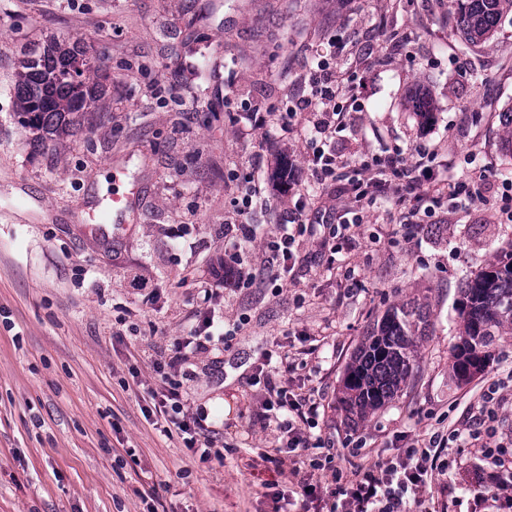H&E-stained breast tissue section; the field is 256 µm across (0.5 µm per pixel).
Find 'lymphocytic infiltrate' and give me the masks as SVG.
<instances>
[{
  "mask_svg": "<svg viewBox=\"0 0 512 512\" xmlns=\"http://www.w3.org/2000/svg\"><path fill=\"white\" fill-rule=\"evenodd\" d=\"M308 83L313 96L318 97L320 108L314 112L310 123L315 133L328 136L336 130V117L339 110L336 100L346 92V86L336 78L325 61H318L316 70L312 71ZM361 183L353 184L355 201H362L368 189L387 190L390 179L399 174L410 177V187L415 193L418 204L433 201L436 184L431 179L428 169L419 164H406L396 155L377 159L374 164L362 165L359 171ZM308 224L293 226L281 225L279 231L268 237L266 248L271 253V281H286L293 270L294 247L297 240L311 232ZM153 368L163 382L161 390L150 393L151 415L163 421L164 432H177L183 437L185 448L197 454L200 460L210 457L209 443L203 440L204 415L184 412L180 401V383L167 371L165 363L154 362ZM274 368L270 358H263L255 367L251 383L263 384L268 397L265 403L268 422L274 423L276 430L285 439L287 452L309 445L306 425L317 406L302 395H288L287 391L277 387L273 381ZM458 436L457 431L434 433L428 448L411 447L404 461L399 464L388 463L360 469L345 476L335 474V486L330 492H323L319 484L310 479L300 478L299 488L303 504L322 500L323 496L340 498L343 512H404L407 494L423 491L434 473L445 471L446 465L440 461L438 451L447 448L450 441Z\"/></svg>",
  "mask_w": 512,
  "mask_h": 512,
  "instance_id": "1",
  "label": "lymphocytic infiltrate"
}]
</instances>
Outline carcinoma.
<instances>
[{
  "label": "carcinoma",
  "instance_id": "obj_1",
  "mask_svg": "<svg viewBox=\"0 0 512 512\" xmlns=\"http://www.w3.org/2000/svg\"><path fill=\"white\" fill-rule=\"evenodd\" d=\"M465 46L490 39L512 0H450ZM110 76L95 65L86 44L49 38L24 52L14 73L16 113L39 139L77 136L106 95ZM463 330L450 349L451 372L466 383L486 370L503 331H512V251L497 258L462 288ZM426 313L412 302L387 310L345 367L339 404L350 419H363L393 400L417 367L415 329Z\"/></svg>",
  "mask_w": 512,
  "mask_h": 512
}]
</instances>
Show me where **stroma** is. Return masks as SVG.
I'll list each match as a JSON object with an SVG mask.
<instances>
[{"label":"stroma","mask_w":512,"mask_h":512,"mask_svg":"<svg viewBox=\"0 0 512 512\" xmlns=\"http://www.w3.org/2000/svg\"><path fill=\"white\" fill-rule=\"evenodd\" d=\"M50 34L82 39L112 81L100 115L64 143L38 142L14 110L19 52ZM321 58L353 89L329 140L344 165L310 192L306 157L320 141L307 112L257 130L241 115L296 105ZM421 152L440 190L420 223L403 191L350 209L361 163ZM116 165L141 182L134 230L117 240L85 222L108 202ZM249 174L258 239L291 218L315 231L279 288L258 239L242 243L254 284L221 285L209 351L180 365L185 410L208 414L202 462L149 416L152 363L199 326L198 283L224 268V226ZM458 182L469 206L448 195ZM323 217L351 221L348 240L326 243ZM511 250L512 13L467 48L448 0H0V512H272L273 492L300 504L292 466L267 460L281 441L263 420V386L248 382L278 344L290 367L276 384L319 405L301 472L328 483L452 427L449 467L423 497L438 512H488L512 467V335L463 384L449 348L462 281ZM408 301L429 320L417 368L394 400L350 421L338 406L345 367ZM490 380L501 403L487 454L467 431Z\"/></svg>","instance_id":"35a3bbf8"}]
</instances>
